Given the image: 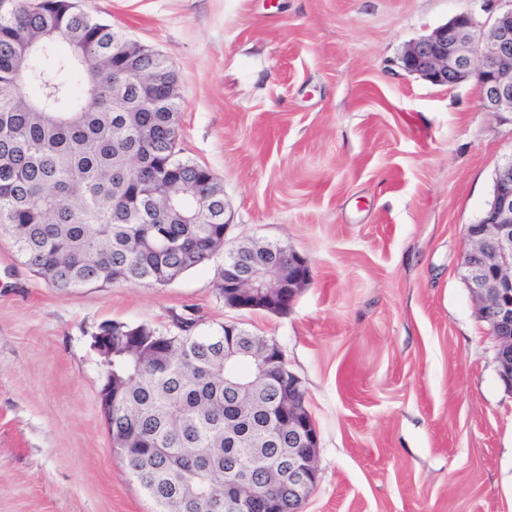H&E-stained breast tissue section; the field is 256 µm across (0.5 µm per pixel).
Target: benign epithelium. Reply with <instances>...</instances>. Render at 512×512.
<instances>
[{"label":"benign epithelium","instance_id":"1","mask_svg":"<svg viewBox=\"0 0 512 512\" xmlns=\"http://www.w3.org/2000/svg\"><path fill=\"white\" fill-rule=\"evenodd\" d=\"M481 2L489 14L485 22L471 12L455 15L410 46L403 67L436 85L472 79L486 111L512 112V0ZM466 237L462 280L488 326L499 377L512 390V155L496 168L492 198L478 222L467 226ZM308 278L305 259L281 248L272 261L224 262V288L236 296L237 310L255 311L275 302L288 307ZM283 393L288 463L275 460L270 471H288V504L300 508L317 484L319 433L295 374L288 373ZM248 503L235 490L224 494V512H250Z\"/></svg>","mask_w":512,"mask_h":512}]
</instances>
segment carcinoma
I'll return each instance as SVG.
<instances>
[{
  "label": "carcinoma",
  "instance_id": "1",
  "mask_svg": "<svg viewBox=\"0 0 512 512\" xmlns=\"http://www.w3.org/2000/svg\"><path fill=\"white\" fill-rule=\"evenodd\" d=\"M179 100L159 53L78 0H0V238L46 283L165 286L224 249V186L179 156ZM194 325L101 326L114 351L112 445L156 512H213L238 481L251 512H271L266 468L288 456V437L270 440L281 383L252 372L266 337Z\"/></svg>",
  "mask_w": 512,
  "mask_h": 512
}]
</instances>
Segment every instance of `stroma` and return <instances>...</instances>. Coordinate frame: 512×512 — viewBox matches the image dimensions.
<instances>
[{
    "instance_id": "obj_1",
    "label": "stroma",
    "mask_w": 512,
    "mask_h": 512,
    "mask_svg": "<svg viewBox=\"0 0 512 512\" xmlns=\"http://www.w3.org/2000/svg\"><path fill=\"white\" fill-rule=\"evenodd\" d=\"M81 5L168 59L178 148L224 186L227 247L288 246L311 280L283 314L225 306L220 253L164 286L60 291L0 240V512H155L113 450L92 337L180 316L282 347L320 437L301 512H512V390L460 275L512 112L400 61L478 0Z\"/></svg>"
}]
</instances>
